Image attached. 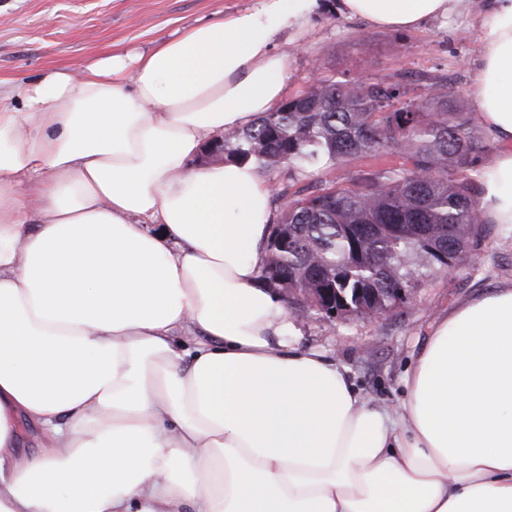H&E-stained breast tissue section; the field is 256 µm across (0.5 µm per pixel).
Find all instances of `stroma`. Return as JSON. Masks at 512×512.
I'll list each match as a JSON object with an SVG mask.
<instances>
[{
    "mask_svg": "<svg viewBox=\"0 0 512 512\" xmlns=\"http://www.w3.org/2000/svg\"><path fill=\"white\" fill-rule=\"evenodd\" d=\"M254 0H0V92L36 79L56 67H80L106 51L134 55L161 37L209 22ZM479 32L468 16L418 29L394 31L368 26L333 11L313 17L296 41L276 39L288 57L287 94L306 90L315 75L365 82L389 74L416 80L436 75L449 94H467ZM346 168L268 171L279 211L280 194L307 196L319 181L347 187ZM474 265L424 280L412 299L385 316L324 318L307 314L296 322L295 344L322 351L371 404L392 406L405 396L404 375L443 312L512 280V232L488 224L471 245Z\"/></svg>",
    "mask_w": 512,
    "mask_h": 512,
    "instance_id": "1",
    "label": "stroma"
}]
</instances>
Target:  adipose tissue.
<instances>
[{"instance_id":"obj_1","label":"adipose tissue","mask_w":512,"mask_h":512,"mask_svg":"<svg viewBox=\"0 0 512 512\" xmlns=\"http://www.w3.org/2000/svg\"><path fill=\"white\" fill-rule=\"evenodd\" d=\"M322 7L257 0L0 97V512H512V281L442 315L404 399L369 404L288 341L260 277L268 179L199 162L278 106L274 41ZM338 10L397 31L474 13L481 210L512 228V0Z\"/></svg>"}]
</instances>
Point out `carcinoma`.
Returning a JSON list of instances; mask_svg holds the SVG:
<instances>
[{
	"label": "carcinoma",
	"instance_id": "carcinoma-1",
	"mask_svg": "<svg viewBox=\"0 0 512 512\" xmlns=\"http://www.w3.org/2000/svg\"><path fill=\"white\" fill-rule=\"evenodd\" d=\"M403 80L321 79L224 136V158L267 169L374 160L350 173L349 188L322 181L283 204L271 225L261 278L298 289L295 306L304 311L320 314L311 289L334 287L345 317L361 316L370 296L389 312L420 281L473 261L483 146L468 101H448V85L435 83L424 100L403 102ZM384 155L397 161L378 162Z\"/></svg>",
	"mask_w": 512,
	"mask_h": 512
}]
</instances>
